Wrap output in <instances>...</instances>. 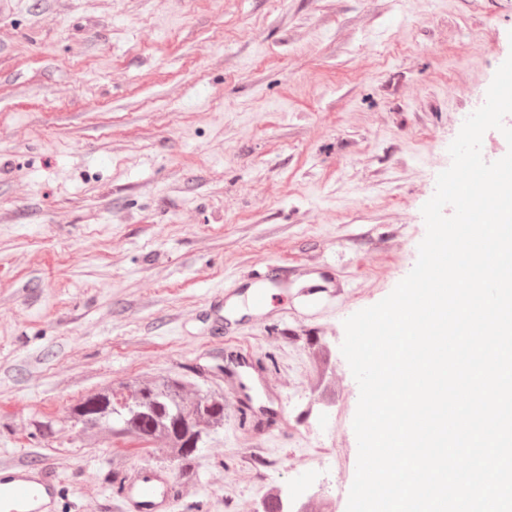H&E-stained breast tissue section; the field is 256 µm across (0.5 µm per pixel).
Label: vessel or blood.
<instances>
[{
    "instance_id": "vessel-or-blood-1",
    "label": "vessel or blood",
    "mask_w": 512,
    "mask_h": 512,
    "mask_svg": "<svg viewBox=\"0 0 512 512\" xmlns=\"http://www.w3.org/2000/svg\"><path fill=\"white\" fill-rule=\"evenodd\" d=\"M254 281L256 287L248 304L257 310L264 306L276 282L265 269L256 271ZM252 374L266 392L277 390V379L263 372L253 373L246 358L234 357L224 367L225 388L231 395L240 396L245 407L251 401L241 394L243 380ZM57 495V481L47 468L21 462L0 464V512H52ZM122 496L126 512H170L174 501L171 477L164 470L141 469L124 481Z\"/></svg>"
}]
</instances>
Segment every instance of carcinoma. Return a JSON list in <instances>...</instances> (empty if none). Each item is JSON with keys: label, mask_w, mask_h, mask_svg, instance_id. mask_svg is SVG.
Returning <instances> with one entry per match:
<instances>
[{"label": "carcinoma", "mask_w": 512, "mask_h": 512, "mask_svg": "<svg viewBox=\"0 0 512 512\" xmlns=\"http://www.w3.org/2000/svg\"><path fill=\"white\" fill-rule=\"evenodd\" d=\"M310 346L312 357L323 365L321 382L326 383L330 348L320 337L310 340ZM70 419L94 436L159 443L185 475L203 438L224 427V397L202 394L180 378H139L113 382L86 396L72 408Z\"/></svg>", "instance_id": "carcinoma-1"}]
</instances>
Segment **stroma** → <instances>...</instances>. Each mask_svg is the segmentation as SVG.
<instances>
[{"instance_id": "obj_1", "label": "stroma", "mask_w": 512, "mask_h": 512, "mask_svg": "<svg viewBox=\"0 0 512 512\" xmlns=\"http://www.w3.org/2000/svg\"><path fill=\"white\" fill-rule=\"evenodd\" d=\"M511 54L512 0H0V458L55 472V512H125L120 473L169 459L89 440L71 406L139 376L223 394L239 346L284 380L285 423L258 436L226 405L172 512H254L268 477L346 512L350 477L297 467L335 441L357 460L343 322L413 268ZM266 265L288 285L265 317L211 328ZM323 274L336 298L304 306ZM316 336L344 376L325 402Z\"/></svg>"}]
</instances>
